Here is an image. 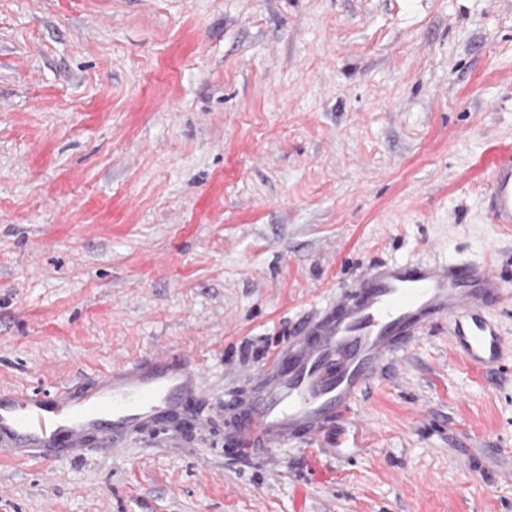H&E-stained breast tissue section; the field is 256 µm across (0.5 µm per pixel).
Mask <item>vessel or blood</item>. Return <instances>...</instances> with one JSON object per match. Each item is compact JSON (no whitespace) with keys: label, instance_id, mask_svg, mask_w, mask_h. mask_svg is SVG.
Segmentation results:
<instances>
[{"label":"vessel or blood","instance_id":"vessel-or-blood-1","mask_svg":"<svg viewBox=\"0 0 512 512\" xmlns=\"http://www.w3.org/2000/svg\"><path fill=\"white\" fill-rule=\"evenodd\" d=\"M485 204L493 223L512 225V156L492 163ZM505 290L494 271L464 263H374L351 295L303 321L256 375L236 407L240 447L278 448L333 427L389 356L441 320L452 324L468 359L498 363L501 337L484 312ZM200 397L193 363L167 356L114 367L76 391L0 390V456L109 454L130 433L185 413Z\"/></svg>","mask_w":512,"mask_h":512}]
</instances>
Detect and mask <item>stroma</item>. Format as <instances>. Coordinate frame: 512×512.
I'll return each mask as SVG.
<instances>
[{
  "instance_id": "obj_1",
  "label": "stroma",
  "mask_w": 512,
  "mask_h": 512,
  "mask_svg": "<svg viewBox=\"0 0 512 512\" xmlns=\"http://www.w3.org/2000/svg\"><path fill=\"white\" fill-rule=\"evenodd\" d=\"M512 0H0V389L192 360L195 413L0 457V512H512ZM496 272L497 369L442 320L312 440L233 406L377 261ZM485 204L493 223L512 225V156L492 163Z\"/></svg>"
}]
</instances>
